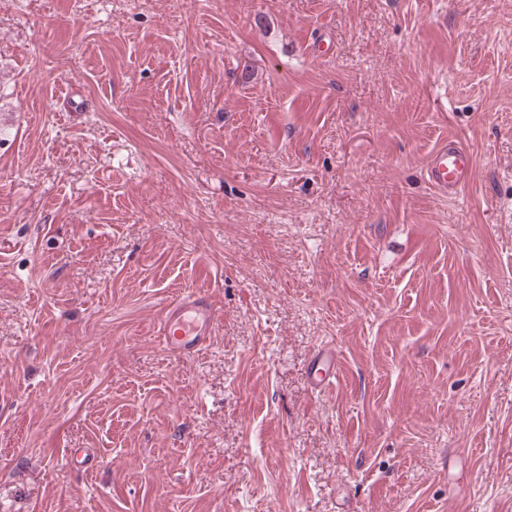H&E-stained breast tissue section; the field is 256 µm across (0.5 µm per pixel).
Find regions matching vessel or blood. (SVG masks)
<instances>
[{"mask_svg": "<svg viewBox=\"0 0 512 512\" xmlns=\"http://www.w3.org/2000/svg\"><path fill=\"white\" fill-rule=\"evenodd\" d=\"M475 175L472 160L456 140L446 139L432 152L426 165V178L441 197L457 195ZM214 310L207 294L192 290L170 302L160 321L165 350L179 357L202 351L208 344Z\"/></svg>", "mask_w": 512, "mask_h": 512, "instance_id": "1", "label": "vessel or blood"}]
</instances>
